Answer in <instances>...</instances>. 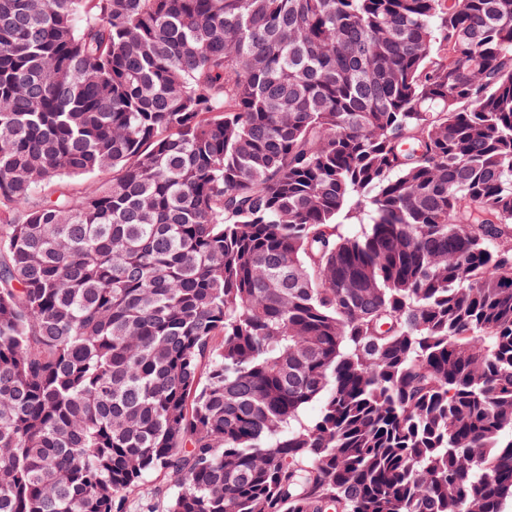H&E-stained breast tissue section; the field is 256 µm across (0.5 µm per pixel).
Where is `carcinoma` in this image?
<instances>
[{
  "label": "carcinoma",
  "mask_w": 512,
  "mask_h": 512,
  "mask_svg": "<svg viewBox=\"0 0 512 512\" xmlns=\"http://www.w3.org/2000/svg\"><path fill=\"white\" fill-rule=\"evenodd\" d=\"M156 472L512 503V0H0V512Z\"/></svg>",
  "instance_id": "carcinoma-1"
}]
</instances>
